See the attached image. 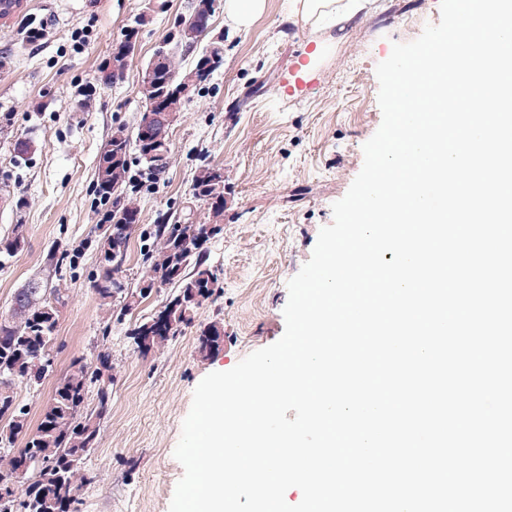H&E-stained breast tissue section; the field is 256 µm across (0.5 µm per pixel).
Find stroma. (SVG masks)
I'll return each instance as SVG.
<instances>
[{
    "label": "stroma",
    "mask_w": 512,
    "mask_h": 512,
    "mask_svg": "<svg viewBox=\"0 0 512 512\" xmlns=\"http://www.w3.org/2000/svg\"><path fill=\"white\" fill-rule=\"evenodd\" d=\"M188 2L167 0L161 9L155 0H23L26 13L48 24L43 39L24 48L14 19H0V53L11 58L10 71L0 74V237L17 224L27 234L24 249L0 262V317L30 278L64 294L51 371L38 385L14 388L29 407L30 427L40 423L73 358L103 349L112 359V408L84 460L95 480L79 512H169L184 475L174 450L196 386L282 337L287 283L332 223V205L361 171L363 146L381 125L376 67L393 43L413 41L440 20V0H377L371 15L317 32L328 53L296 90L308 33L289 22L286 0H266L245 32L225 28L223 11H216L212 29L224 36V64L186 104L168 172L138 195L141 222L126 274L136 281L153 247L157 213L181 210L206 158L224 166V231L209 244L221 289L198 309L194 326L144 358L128 332L166 295L105 318L92 292L102 231L95 160L114 127L135 126L140 68L174 18L187 15ZM139 13L148 21L133 61L116 84L98 85L100 64ZM86 86L95 93L82 111L75 100ZM21 139L31 149L20 159L14 147ZM215 320L224 324V342L199 359L198 330Z\"/></svg>",
    "instance_id": "stroma-1"
}]
</instances>
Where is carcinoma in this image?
I'll return each instance as SVG.
<instances>
[{
    "instance_id": "cac0c4a2",
    "label": "carcinoma",
    "mask_w": 512,
    "mask_h": 512,
    "mask_svg": "<svg viewBox=\"0 0 512 512\" xmlns=\"http://www.w3.org/2000/svg\"><path fill=\"white\" fill-rule=\"evenodd\" d=\"M206 0H195L194 12L181 18V23L198 29L209 25ZM44 22L31 20L21 26L20 36L28 45L44 36ZM192 54L185 62L186 53ZM211 57L224 58V42L204 37L185 50H172L152 55L153 75L161 88H175L184 79L196 77L193 94L197 95L210 76L193 73L196 63ZM124 57L111 53L99 67L98 80L108 85L115 76L114 63ZM131 135L123 125L112 130L101 147L96 164L94 192L99 204V222L105 229L97 241L99 272L92 290L107 315L114 307V285L122 279V266L113 263L112 254L127 261L131 236L141 220L137 197L139 179L156 180L169 170L171 148L161 156L132 170L133 160L140 159L137 146L130 144ZM215 163L203 160L196 167L191 184V199L205 206L207 220L171 221L165 213L157 214L153 225L156 241L154 255L145 261V269L134 288L125 287L119 294L123 310L130 311L147 299L145 292L166 283L173 288L163 305L150 317L136 323L129 338L139 355L147 357L193 324L197 310L215 296L220 286L218 270L209 263L208 242L224 231V185L215 181ZM24 225L17 224L11 235L0 239V258L8 259L25 245ZM61 293L58 288H42L38 293H15L10 314L0 318V462L8 460L9 474L31 460L23 489L16 492L14 483L0 476V512H75L82 490L93 481L82 469L83 460L98 444L101 426L112 408V388L101 387L104 378L112 377V360L99 351L95 360L78 357L56 383L50 400L42 410L41 421L28 432L29 409L16 400L14 381L27 378L29 385L39 384L35 369L49 358L58 325ZM224 341V323L211 322L200 330L197 352L207 358ZM94 404H88L89 394ZM26 434L24 448L14 447L20 434Z\"/></svg>"
}]
</instances>
